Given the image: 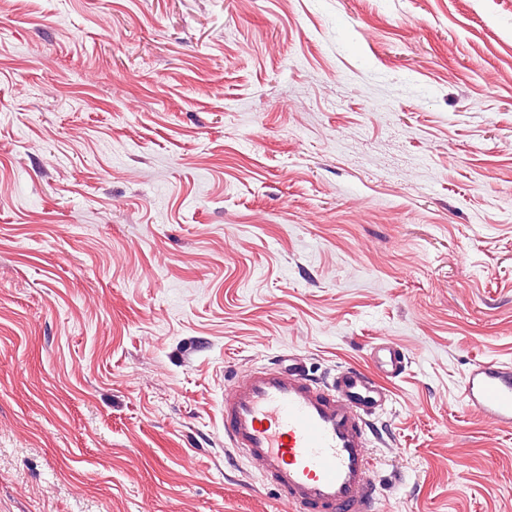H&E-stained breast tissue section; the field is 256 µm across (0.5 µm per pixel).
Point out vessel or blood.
I'll return each instance as SVG.
<instances>
[{"label":"vessel or blood","instance_id":"b4317fda","mask_svg":"<svg viewBox=\"0 0 512 512\" xmlns=\"http://www.w3.org/2000/svg\"><path fill=\"white\" fill-rule=\"evenodd\" d=\"M407 365L403 350L382 342L368 369L326 380L293 356L237 373L224 387V445L277 488L289 512H376L372 418L390 401L386 380ZM461 390L488 425L512 429V364L473 365Z\"/></svg>","mask_w":512,"mask_h":512}]
</instances>
